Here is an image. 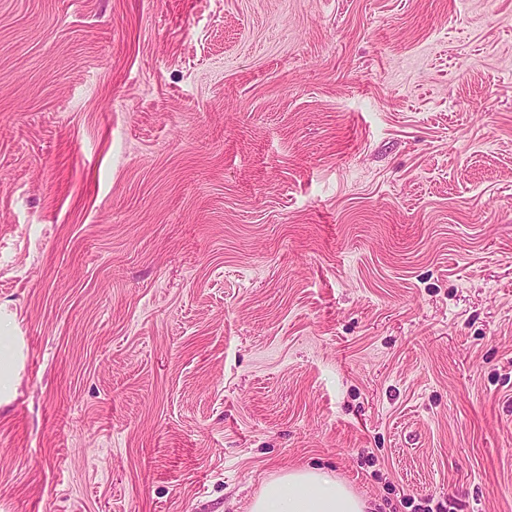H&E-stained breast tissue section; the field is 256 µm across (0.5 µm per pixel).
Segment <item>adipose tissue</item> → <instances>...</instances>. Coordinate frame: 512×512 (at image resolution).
Returning <instances> with one entry per match:
<instances>
[{"instance_id": "ef3b65f1", "label": "adipose tissue", "mask_w": 512, "mask_h": 512, "mask_svg": "<svg viewBox=\"0 0 512 512\" xmlns=\"http://www.w3.org/2000/svg\"><path fill=\"white\" fill-rule=\"evenodd\" d=\"M365 501L316 468L282 473L262 487L249 512H366Z\"/></svg>"}]
</instances>
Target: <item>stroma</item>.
Masks as SVG:
<instances>
[{"label": "stroma", "instance_id": "35a3bbf8", "mask_svg": "<svg viewBox=\"0 0 512 512\" xmlns=\"http://www.w3.org/2000/svg\"><path fill=\"white\" fill-rule=\"evenodd\" d=\"M0 512H512V0H0ZM0 313V404L10 400L17 376V364L23 358V341L20 336H7L8 331L1 326L3 313ZM3 343V347H2ZM365 501L317 468L282 473L262 487L249 512H367Z\"/></svg>", "mask_w": 512, "mask_h": 512}]
</instances>
